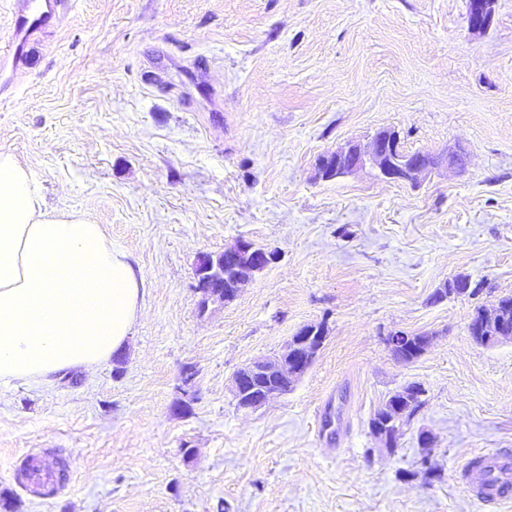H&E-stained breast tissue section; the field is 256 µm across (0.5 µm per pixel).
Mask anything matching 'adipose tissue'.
I'll return each mask as SVG.
<instances>
[{"instance_id":"obj_1","label":"adipose tissue","mask_w":512,"mask_h":512,"mask_svg":"<svg viewBox=\"0 0 512 512\" xmlns=\"http://www.w3.org/2000/svg\"><path fill=\"white\" fill-rule=\"evenodd\" d=\"M143 286L102 225L44 210L27 168L0 151V387L106 363L140 315Z\"/></svg>"}]
</instances>
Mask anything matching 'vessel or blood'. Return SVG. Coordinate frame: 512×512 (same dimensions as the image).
<instances>
[{
  "mask_svg": "<svg viewBox=\"0 0 512 512\" xmlns=\"http://www.w3.org/2000/svg\"><path fill=\"white\" fill-rule=\"evenodd\" d=\"M67 0H9L8 39L0 44V59L9 60L16 72H23L30 43L57 31L63 24ZM24 473L17 479L24 487L58 488L68 484L70 473L59 470L45 449L24 452ZM466 491L484 503L512 499V453L507 451L474 454L462 469Z\"/></svg>",
  "mask_w": 512,
  "mask_h": 512,
  "instance_id": "vessel-or-blood-1",
  "label": "vessel or blood"
}]
</instances>
